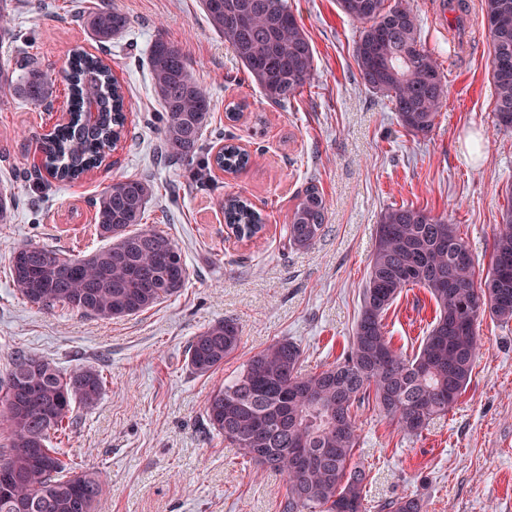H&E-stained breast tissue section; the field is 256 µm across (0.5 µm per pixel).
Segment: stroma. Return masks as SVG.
Returning <instances> with one entry per match:
<instances>
[{"instance_id":"35a3bbf8","label":"stroma","mask_w":512,"mask_h":512,"mask_svg":"<svg viewBox=\"0 0 512 512\" xmlns=\"http://www.w3.org/2000/svg\"><path fill=\"white\" fill-rule=\"evenodd\" d=\"M98 2L12 0L9 7L19 38L0 44V62L22 52L57 70L76 47L106 54L129 111L127 138L98 169L73 183L38 184L24 174L40 163V141L65 106V91L57 89L42 107L0 101V188L16 198L10 223L0 224V376L19 353L103 375L102 399L91 409L74 408L61 443L78 468L104 482L95 512H280L282 477L209 432L205 401L279 339L300 344L309 371L343 353L389 207L413 205L447 217L477 276H486L512 193V129L495 116L481 0H468L461 38L439 24L440 0H408L421 42L447 79V96L424 137L405 132L388 98L361 84L354 58L361 25L338 0H288L315 48L316 71L283 109L270 106L247 78L211 29L202 0H114L130 23L104 50L80 21ZM160 35L182 49L213 98L207 152L222 148L228 134L253 155L252 166L230 176L215 169L197 180L188 166L161 161L160 106L147 65L148 47ZM232 102L245 105L236 122L225 117ZM126 177L153 182L146 223L181 248L186 287L146 312L112 321L23 300L9 275L13 251L29 244L73 256L99 249L91 201ZM311 181L327 202L325 231L312 247L296 249L283 227ZM227 194L247 198L262 213L261 238L241 241L227 231L220 205ZM227 317L241 330L238 351L214 372L192 373L189 340ZM434 317L425 289L402 293L385 319L394 348L415 353ZM477 332L482 348L467 389L421 436L400 434L378 409L359 407L354 461L368 474L367 512L402 496L421 498L426 512H512V322L485 316Z\"/></svg>"}]
</instances>
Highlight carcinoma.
I'll use <instances>...</instances> for the list:
<instances>
[{
	"instance_id": "obj_1",
	"label": "carcinoma",
	"mask_w": 512,
	"mask_h": 512,
	"mask_svg": "<svg viewBox=\"0 0 512 512\" xmlns=\"http://www.w3.org/2000/svg\"><path fill=\"white\" fill-rule=\"evenodd\" d=\"M202 2L209 24L270 105L286 107L313 78L315 50L288 0ZM339 6L362 24L355 60L364 86L389 98L407 133L427 135L443 106L446 79L421 43L413 10L391 0H339ZM447 7L448 26L463 30L468 0H447ZM482 9L492 48L495 114L499 126L512 129V0H483ZM83 23L104 47L129 19L109 0ZM148 66L162 113V154L172 162L205 165L211 95L181 50L162 36L150 46ZM59 77L69 118L43 138L42 169L32 174L36 180L44 171L61 182L79 178L99 167L126 133L124 92L104 58L76 48ZM58 81L34 60L18 69L0 63L3 97L42 106ZM93 101L97 117L88 125L83 113ZM215 163L240 172L250 156L226 144ZM154 194L155 186L144 178L113 181L93 202L96 231L107 245L87 255L73 258L34 244L15 250L9 269L17 293L42 309L62 306L100 320L137 315L176 295L189 269L175 241L144 224ZM222 208L224 222L240 239L256 238L265 228L261 212L239 195L225 196ZM326 213L324 196L308 184L283 227L288 244L313 245L322 236ZM452 244L465 251V258L451 254ZM413 286L427 290L436 315L419 352L408 358L393 347L383 317ZM485 314L512 321V195L506 197L493 241L491 270L480 282L457 225L418 208H389L377 227L360 316L343 354L304 373L300 346L288 338L274 342L210 393L206 426L249 461L284 476L281 512H366V473L351 466L360 439L355 408L370 403L399 432L421 435L470 383L480 352L477 323ZM240 341L235 320L217 321L190 339L187 367L200 375L214 371L236 353ZM104 388L103 377L92 368L64 371L46 359L17 355L0 378V418L10 428L0 464L12 475L10 489L0 484V512H94L103 491L99 476L65 461L51 436L64 430L73 405L93 408ZM315 448L325 449L319 461L296 468L292 452ZM385 509L423 512V502L406 496Z\"/></svg>"
}]
</instances>
